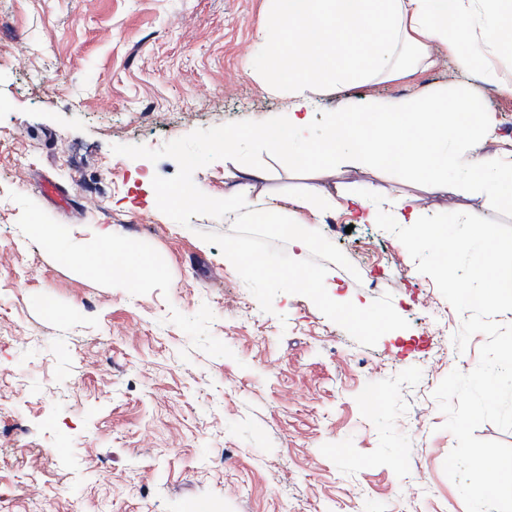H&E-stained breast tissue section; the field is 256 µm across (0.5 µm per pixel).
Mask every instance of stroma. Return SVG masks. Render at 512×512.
<instances>
[{
	"label": "stroma",
	"instance_id": "stroma-1",
	"mask_svg": "<svg viewBox=\"0 0 512 512\" xmlns=\"http://www.w3.org/2000/svg\"><path fill=\"white\" fill-rule=\"evenodd\" d=\"M272 26L267 0H0V512H466L433 393L476 367L485 335L456 349L461 316L359 208L315 218L295 201L321 184L408 196L423 215L512 225V209L403 170L323 180L248 138L288 105L268 69ZM464 38L492 81L461 78L436 44L412 75L312 86L310 135L356 98L464 82L492 129L481 153L508 156L512 55L481 45L477 19ZM247 168L316 246L296 258L249 216L225 221ZM48 179L66 201L45 195ZM173 187L193 201L170 205ZM36 223L68 231L69 260ZM105 246L156 267L133 288L98 276ZM263 260L273 277L250 271ZM298 264L389 326L329 311L295 285Z\"/></svg>",
	"mask_w": 512,
	"mask_h": 512
}]
</instances>
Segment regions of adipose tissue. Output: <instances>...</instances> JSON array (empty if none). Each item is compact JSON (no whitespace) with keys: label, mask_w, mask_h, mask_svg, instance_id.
I'll list each match as a JSON object with an SVG mask.
<instances>
[{"label":"adipose tissue","mask_w":512,"mask_h":512,"mask_svg":"<svg viewBox=\"0 0 512 512\" xmlns=\"http://www.w3.org/2000/svg\"><path fill=\"white\" fill-rule=\"evenodd\" d=\"M279 30L299 38L300 51L272 43V72L287 87L290 104L280 122L253 129L273 143L295 167L329 176L341 167H388L411 171L427 185L447 184L449 167L461 170L460 187L480 190L491 206L512 207V164L478 154L488 134L482 111L468 91L436 93L389 104L373 98L350 102L330 113L324 132L310 139L307 117L313 84L338 85L390 74L400 55L414 66L431 58L432 44L445 46L457 69L468 72L477 57L467 47L462 20L474 0H268ZM481 33L496 48L512 51V0H484ZM464 144L463 156L449 154L450 141ZM240 190L224 202L228 211L264 215L267 223H293L292 213L255 197L261 172L249 170Z\"/></svg>","instance_id":"adipose-tissue-1"}]
</instances>
